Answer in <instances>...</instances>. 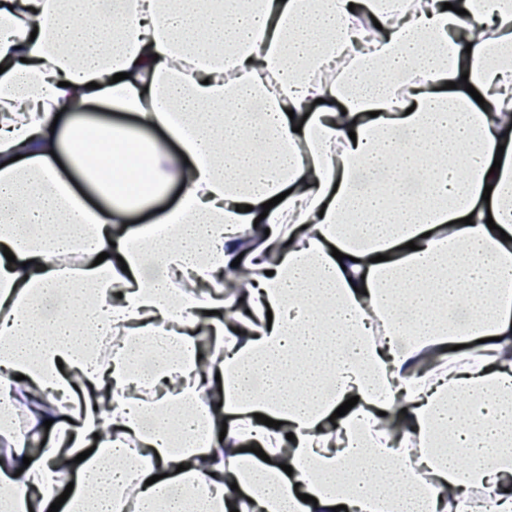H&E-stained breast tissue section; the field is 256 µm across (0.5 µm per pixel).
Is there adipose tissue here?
<instances>
[{
	"label": "adipose tissue",
	"mask_w": 512,
	"mask_h": 512,
	"mask_svg": "<svg viewBox=\"0 0 512 512\" xmlns=\"http://www.w3.org/2000/svg\"><path fill=\"white\" fill-rule=\"evenodd\" d=\"M0 446V512H512V0H0Z\"/></svg>",
	"instance_id": "1"
}]
</instances>
